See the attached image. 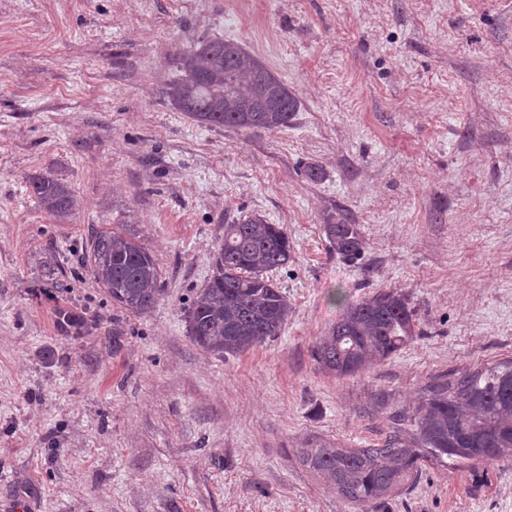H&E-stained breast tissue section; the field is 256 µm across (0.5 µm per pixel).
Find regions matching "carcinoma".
Returning <instances> with one entry per match:
<instances>
[{"mask_svg": "<svg viewBox=\"0 0 512 512\" xmlns=\"http://www.w3.org/2000/svg\"><path fill=\"white\" fill-rule=\"evenodd\" d=\"M182 75L169 97L203 124L272 131L288 126L297 111L288 87L235 42L209 39L184 51ZM37 202L58 221L71 218L80 202L69 184L50 174L27 176ZM337 254L356 257L363 242L343 213L324 225ZM291 246L277 224L247 216L224 225L216 272L186 313L187 332L204 351L238 354L279 334L288 316V297L266 273L288 265ZM93 279L125 311H149L164 294L153 256L131 232L99 231L87 265ZM64 336L96 330L97 321L70 305L55 309ZM125 329L112 322L104 344L117 353ZM415 336L413 312L397 291H378L344 309L319 337L312 355L320 368L338 377L354 376L389 358ZM401 425L373 448H341L330 442L300 451L303 465L334 484L347 500L369 504L415 481L420 460L448 467L512 461V360L434 381Z\"/></svg>", "mask_w": 512, "mask_h": 512, "instance_id": "carcinoma-1", "label": "carcinoma"}]
</instances>
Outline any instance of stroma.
Wrapping results in <instances>:
<instances>
[{
    "mask_svg": "<svg viewBox=\"0 0 512 512\" xmlns=\"http://www.w3.org/2000/svg\"><path fill=\"white\" fill-rule=\"evenodd\" d=\"M222 38L297 98L288 126L199 125L178 54ZM322 176L310 181L305 168ZM82 207L40 209L32 174ZM346 210L363 251L324 226ZM292 245L278 336L220 357L186 312L245 215ZM131 225L163 298L134 315L86 272ZM404 293L415 335L337 378L312 349L348 304ZM68 304L111 323L63 336ZM512 358V0H0V512H512V462H425L357 505L299 449L383 442L439 377ZM27 183L37 202L58 221L71 218L80 207V202L69 184L51 174L27 176Z\"/></svg>",
    "mask_w": 512,
    "mask_h": 512,
    "instance_id": "obj_1",
    "label": "stroma"
}]
</instances>
